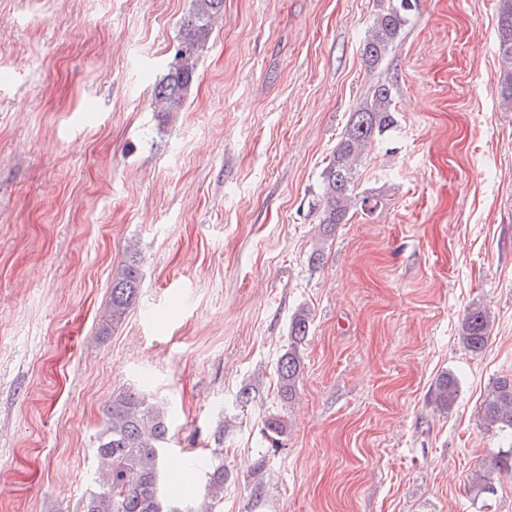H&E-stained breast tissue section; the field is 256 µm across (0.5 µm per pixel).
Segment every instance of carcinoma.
I'll return each mask as SVG.
<instances>
[{
    "label": "carcinoma",
    "mask_w": 512,
    "mask_h": 512,
    "mask_svg": "<svg viewBox=\"0 0 512 512\" xmlns=\"http://www.w3.org/2000/svg\"><path fill=\"white\" fill-rule=\"evenodd\" d=\"M407 0H390L381 6L363 45L367 67L378 69L389 50L399 39L407 23ZM224 13V0H192V7L181 20L180 37L167 65V73L155 88V99L164 113L176 112L189 94L200 54L215 21ZM498 31L501 69L498 94L502 102L512 105V0H501ZM397 125L393 84L379 77L373 81L336 144L321 173L316 210L322 234L331 235L336 225L349 221L351 210L365 207L374 196L355 193L365 150L373 140L385 136ZM141 257L138 250L127 251L112 278L110 303L105 322H121L134 305L141 282ZM310 312L298 309L288 327V345L276 363V390L281 403L291 404L299 389L303 367L301 347L309 335ZM490 314L475 305L464 314L459 339L468 350L482 351L489 336ZM458 395L457 380L442 375L435 385L434 401L448 409ZM482 417L491 427L509 439L507 448L492 452L494 470L472 476V487L480 494L496 492L494 472L512 473V375L497 379L484 400ZM170 425L164 408L151 403L136 392H120L104 411V427L97 439V468L91 486L81 500L80 512H191L163 497L159 466L167 452ZM287 424L279 414L265 417L262 437L266 453L256 469L266 464V454L284 448ZM228 473L221 462L207 472L208 503L203 512H214L224 494Z\"/></svg>",
    "instance_id": "cac0c4a2"
}]
</instances>
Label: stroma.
<instances>
[{
  "instance_id": "stroma-1",
  "label": "stroma",
  "mask_w": 512,
  "mask_h": 512,
  "mask_svg": "<svg viewBox=\"0 0 512 512\" xmlns=\"http://www.w3.org/2000/svg\"><path fill=\"white\" fill-rule=\"evenodd\" d=\"M191 5L0 0V512H79L103 409L127 390L169 412L184 466H162V488L194 507L219 448L218 512H512V474L490 498L471 487L503 445L483 401L512 374L499 0H414L378 73L363 44L379 0H224L164 114L154 90ZM379 76L398 126L357 187L379 203L320 239V174ZM131 245L139 296L106 329ZM474 303L492 320L477 354L458 338ZM302 307L285 406L276 362ZM445 373L459 392L442 411ZM272 412L286 446L257 474ZM310 315L305 308L298 309L292 315L288 327V345L277 358L276 390L283 404H291L298 394L303 367L301 347L309 335ZM458 395V382L451 375H442L435 385L434 401L444 410L454 403Z\"/></svg>"
}]
</instances>
